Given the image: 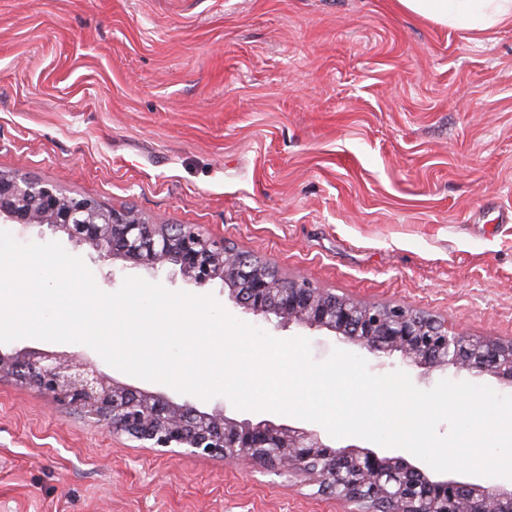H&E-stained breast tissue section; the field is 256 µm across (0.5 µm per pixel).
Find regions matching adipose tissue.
<instances>
[{"instance_id": "ef3b65f1", "label": "adipose tissue", "mask_w": 512, "mask_h": 512, "mask_svg": "<svg viewBox=\"0 0 512 512\" xmlns=\"http://www.w3.org/2000/svg\"><path fill=\"white\" fill-rule=\"evenodd\" d=\"M396 4L404 13L462 32L512 26V0H396Z\"/></svg>"}]
</instances>
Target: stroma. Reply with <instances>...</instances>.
<instances>
[{"label":"stroma","mask_w":512,"mask_h":512,"mask_svg":"<svg viewBox=\"0 0 512 512\" xmlns=\"http://www.w3.org/2000/svg\"><path fill=\"white\" fill-rule=\"evenodd\" d=\"M0 172L194 224L287 280L512 339V26L394 0H0ZM98 288L127 269L47 227ZM109 378L204 411L208 401ZM301 472L163 452L0 377V512H359Z\"/></svg>","instance_id":"obj_1"}]
</instances>
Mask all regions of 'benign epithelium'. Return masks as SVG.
Listing matches in <instances>:
<instances>
[{"label": "benign epithelium", "mask_w": 512, "mask_h": 512, "mask_svg": "<svg viewBox=\"0 0 512 512\" xmlns=\"http://www.w3.org/2000/svg\"><path fill=\"white\" fill-rule=\"evenodd\" d=\"M0 222L46 225L99 257L130 267L171 265L192 285L216 280L242 312L277 326L326 329L381 359L395 352L425 372L452 368L491 375L512 386V340H479L404 306H363L280 278L266 264L205 236L194 225L150 224L137 213L71 197L52 183L0 174ZM49 394L99 424L129 434L145 448L227 460L251 457L280 473L302 471L318 492L338 500L393 503L402 512H512V488L435 476L382 449L335 448L317 430L266 418L238 420L179 405L166 396L108 378L78 354H0V374Z\"/></svg>", "instance_id": "7a95c632"}]
</instances>
